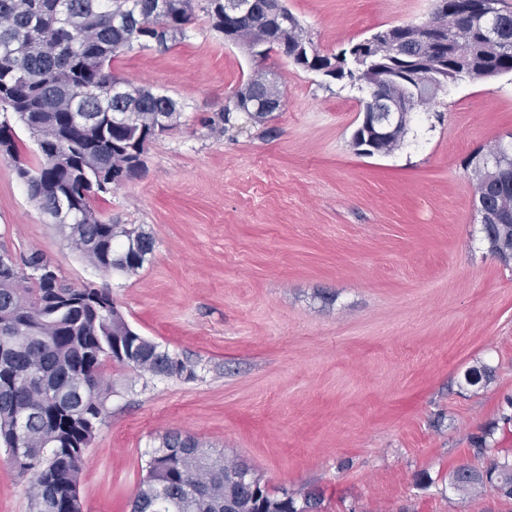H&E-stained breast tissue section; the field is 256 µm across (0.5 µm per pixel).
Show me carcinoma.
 <instances>
[{"instance_id":"1","label":"carcinoma","mask_w":512,"mask_h":512,"mask_svg":"<svg viewBox=\"0 0 512 512\" xmlns=\"http://www.w3.org/2000/svg\"><path fill=\"white\" fill-rule=\"evenodd\" d=\"M448 13L471 10L469 42L459 45L460 33H447L429 45L411 25L380 29L351 45L364 55L334 62L323 53L297 18L284 26L254 0L256 15L248 21L224 17L219 0H208L207 14L217 29L229 28L237 45L263 58L276 54L308 71L368 93L379 85L390 99L409 95L412 75L423 77L430 94L420 106L437 98L450 84L481 80L485 69L512 74V7L495 0L504 23L502 42H483L484 15L477 12L486 0H445ZM193 0H0V73L15 74L12 86L0 88V112L15 114L31 134L41 155L32 167L21 156V145L8 120L0 121V151L12 158L16 174L40 211L51 215L55 198L67 195L77 217L63 225L66 239L105 273L132 275L143 268L154 251L153 236L134 224L102 219L95 200L112 189L108 179L125 154L144 153L156 136L176 128L182 106L172 97L145 86H135L112 72V60L134 44L168 42L184 34L194 20ZM252 76L233 106L217 113L216 122L233 126V113L254 119L270 115L262 106L278 86L259 83ZM410 113L393 128H382L364 105L353 146L368 156L389 155L401 146ZM512 165V153L494 146L473 153L466 164L472 176L484 182L483 206L478 208L491 250L512 256V187L498 181L496 164ZM116 363L155 374L175 357L133 330L114 304L111 294L86 284L73 288L38 273L0 272V446L13 443L17 416L28 421L20 443L30 471L29 494L41 512H70L80 498L83 455L108 413L113 388L102 369L113 355ZM94 382L76 396L67 390L79 376ZM169 431L145 463L131 512H224V499L243 512H320L322 497L313 492L268 488L249 466L214 454L199 439L167 453ZM474 463L457 468L449 486L458 493L476 494L493 487L512 500V448H498L485 439L473 449Z\"/></svg>"}]
</instances>
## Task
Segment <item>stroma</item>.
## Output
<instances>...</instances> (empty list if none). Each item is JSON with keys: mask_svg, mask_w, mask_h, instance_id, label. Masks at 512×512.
Instances as JSON below:
<instances>
[{"mask_svg": "<svg viewBox=\"0 0 512 512\" xmlns=\"http://www.w3.org/2000/svg\"><path fill=\"white\" fill-rule=\"evenodd\" d=\"M322 52L423 22L433 0H285ZM166 50L133 46L115 75L181 103L140 175L95 202L155 238L134 275L107 274L48 223L0 154V248L41 250L65 283L108 289L191 380L105 366L114 393L87 449L85 512H129L156 438L191 435L273 488L317 490L324 512H512L448 475L474 442L512 448V264L484 239L468 158L512 131V74L449 86L401 146L352 145L363 95L225 42L207 0ZM284 106L218 133L210 117L255 72ZM490 376L464 380L474 367ZM0 447V512H33Z\"/></svg>", "mask_w": 512, "mask_h": 512, "instance_id": "1", "label": "stroma"}]
</instances>
